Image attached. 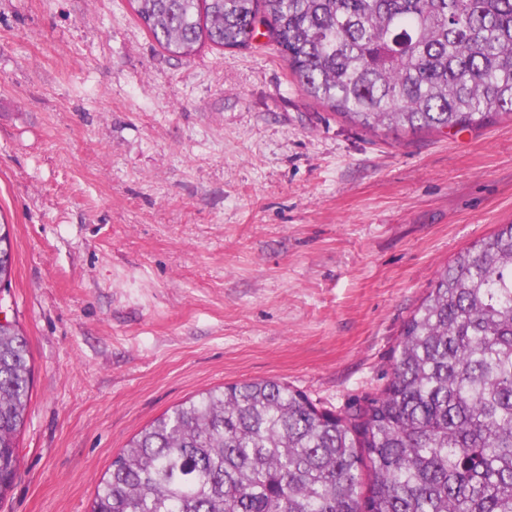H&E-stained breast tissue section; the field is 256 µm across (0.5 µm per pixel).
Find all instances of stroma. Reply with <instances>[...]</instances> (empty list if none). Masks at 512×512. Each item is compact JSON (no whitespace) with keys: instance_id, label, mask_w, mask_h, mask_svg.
<instances>
[{"instance_id":"35a3bbf8","label":"stroma","mask_w":512,"mask_h":512,"mask_svg":"<svg viewBox=\"0 0 512 512\" xmlns=\"http://www.w3.org/2000/svg\"><path fill=\"white\" fill-rule=\"evenodd\" d=\"M0 222L32 367L0 512H89L120 449L208 389L376 397L438 270L512 223V117L372 132L266 25L183 58L129 0H0Z\"/></svg>"}]
</instances>
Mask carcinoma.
Listing matches in <instances>:
<instances>
[{
    "instance_id": "cac0c4a2",
    "label": "carcinoma",
    "mask_w": 512,
    "mask_h": 512,
    "mask_svg": "<svg viewBox=\"0 0 512 512\" xmlns=\"http://www.w3.org/2000/svg\"><path fill=\"white\" fill-rule=\"evenodd\" d=\"M130 2L179 56L266 23L303 90L363 129L512 116V0ZM12 265L0 224V289ZM30 397L27 339L1 324L0 499ZM90 512H512V224L439 271L378 397L340 417L276 380L207 390L121 449Z\"/></svg>"
}]
</instances>
